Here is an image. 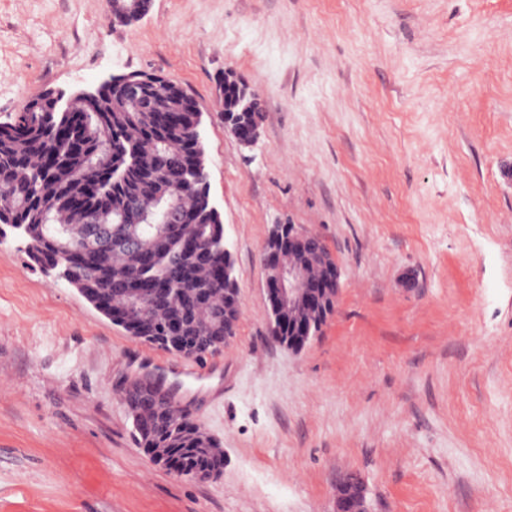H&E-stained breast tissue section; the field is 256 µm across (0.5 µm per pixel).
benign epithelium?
<instances>
[{
  "label": "benign epithelium",
  "mask_w": 512,
  "mask_h": 512,
  "mask_svg": "<svg viewBox=\"0 0 512 512\" xmlns=\"http://www.w3.org/2000/svg\"><path fill=\"white\" fill-rule=\"evenodd\" d=\"M161 76L137 71L117 75L112 83L143 89L160 84ZM224 88L241 92V112L249 115L240 120L233 112L224 113V128L244 145L258 138L262 108L250 89L234 71L224 72ZM315 234L299 224L271 226L262 250L269 299L277 302L278 314L269 318V326L278 342L282 330L300 337L292 351L302 350L308 341L319 335L323 320L337 306L341 288V271L326 246L314 247ZM224 285H239L236 265L229 247H224ZM336 512H365V491L359 480L344 477L336 486Z\"/></svg>",
  "instance_id": "7a95c632"
}]
</instances>
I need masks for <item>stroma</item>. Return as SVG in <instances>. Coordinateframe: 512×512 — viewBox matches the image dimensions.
<instances>
[{
	"label": "stroma",
	"mask_w": 512,
	"mask_h": 512,
	"mask_svg": "<svg viewBox=\"0 0 512 512\" xmlns=\"http://www.w3.org/2000/svg\"><path fill=\"white\" fill-rule=\"evenodd\" d=\"M263 105L224 128L221 83ZM166 76L201 113L234 254L233 340L183 393L224 449L178 477L136 442L128 336L0 244V512H512V0H0V122L52 91ZM319 235L342 288L297 353L268 332L272 225ZM228 88H235L241 92V100H239V103H243L241 113H246L251 117L239 120L235 112H231L230 108H233L232 111H236L237 107L235 91L229 90L224 98L226 111L224 112V128L242 144L252 145L258 138L262 106L260 108V103L248 84L233 70L224 72V91ZM252 112L254 113L252 114ZM365 491L357 478L344 477L336 486V512H365Z\"/></svg>",
	"instance_id": "1"
}]
</instances>
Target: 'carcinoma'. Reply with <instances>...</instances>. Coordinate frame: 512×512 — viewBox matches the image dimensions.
<instances>
[{
	"label": "carcinoma",
	"instance_id": "cac0c4a2",
	"mask_svg": "<svg viewBox=\"0 0 512 512\" xmlns=\"http://www.w3.org/2000/svg\"><path fill=\"white\" fill-rule=\"evenodd\" d=\"M195 100L171 86L129 96L104 81L66 101L46 92L0 123V226L23 231L29 258L129 336L184 358L224 346V224L204 188ZM183 214L167 219L170 209ZM137 241L138 248L126 246ZM136 430L167 469L224 465L191 413L149 405Z\"/></svg>",
	"mask_w": 512,
	"mask_h": 512
}]
</instances>
